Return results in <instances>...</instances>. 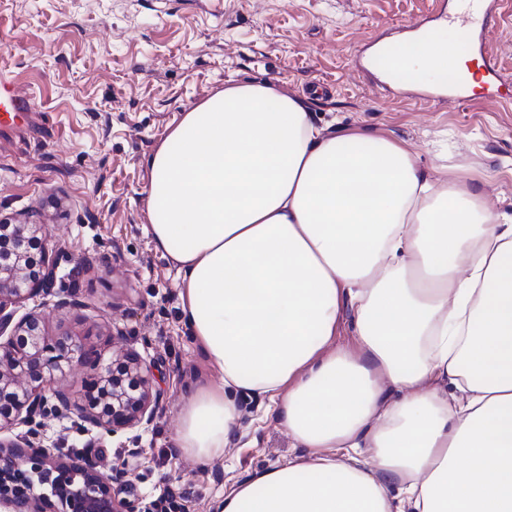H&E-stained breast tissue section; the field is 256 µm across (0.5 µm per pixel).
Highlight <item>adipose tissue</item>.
I'll return each instance as SVG.
<instances>
[{"label":"adipose tissue","mask_w":512,"mask_h":512,"mask_svg":"<svg viewBox=\"0 0 512 512\" xmlns=\"http://www.w3.org/2000/svg\"><path fill=\"white\" fill-rule=\"evenodd\" d=\"M381 52L419 83L469 71L445 28ZM146 166L154 245L220 376L183 403L176 447L222 457L248 393L300 450L220 512H512V225L466 169L424 173L256 83L184 112Z\"/></svg>","instance_id":"obj_1"}]
</instances>
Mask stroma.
Returning <instances> with one entry per match:
<instances>
[{
	"label": "stroma",
	"instance_id": "1",
	"mask_svg": "<svg viewBox=\"0 0 512 512\" xmlns=\"http://www.w3.org/2000/svg\"><path fill=\"white\" fill-rule=\"evenodd\" d=\"M460 0H0V70L41 112L39 130L0 140V218L42 224L57 282L74 305H46L45 333L119 364L154 363L161 400L149 427L100 437L67 408L43 443L84 452L104 440L140 512H213L225 485L285 465L297 451L260 397L242 395L235 438L208 464L175 450L179 409L217 372L181 319L177 263L150 234L145 165L181 112L225 85L296 97L314 125L405 143L424 169L463 165L494 212L512 210V105L493 91L416 101L387 91L355 60L454 14Z\"/></svg>",
	"mask_w": 512,
	"mask_h": 512
}]
</instances>
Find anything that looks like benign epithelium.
Returning a JSON list of instances; mask_svg holds the SVG:
<instances>
[{
	"label": "benign epithelium",
	"mask_w": 512,
	"mask_h": 512,
	"mask_svg": "<svg viewBox=\"0 0 512 512\" xmlns=\"http://www.w3.org/2000/svg\"><path fill=\"white\" fill-rule=\"evenodd\" d=\"M46 238L43 224H0V402L7 405L0 434L28 427L14 439L0 437V512H134L114 488L124 472L42 445V419L60 404L113 435L151 425L159 403L152 367L138 356L126 358L121 378L72 338L49 340L40 313L16 316L18 307L40 297L56 298L57 308L75 304L54 291L57 266ZM74 371L86 376L88 393L71 403L57 384Z\"/></svg>",
	"instance_id": "benign-epithelium-1"
}]
</instances>
